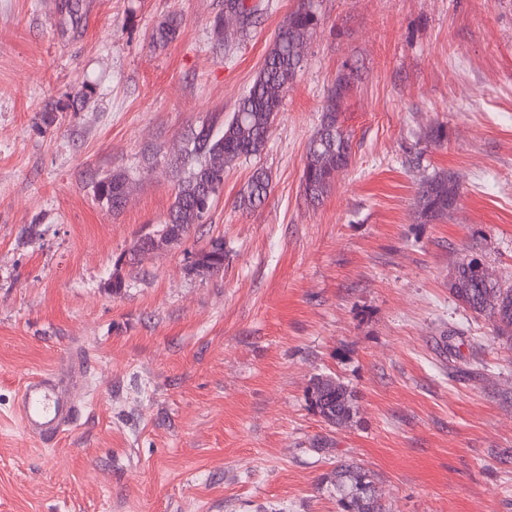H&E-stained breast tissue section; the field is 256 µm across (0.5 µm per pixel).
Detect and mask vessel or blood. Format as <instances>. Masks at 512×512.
<instances>
[{
  "label": "vessel or blood",
  "mask_w": 512,
  "mask_h": 512,
  "mask_svg": "<svg viewBox=\"0 0 512 512\" xmlns=\"http://www.w3.org/2000/svg\"><path fill=\"white\" fill-rule=\"evenodd\" d=\"M21 427L46 445L54 444L82 416L83 407L71 393L66 372L26 378L18 399Z\"/></svg>",
  "instance_id": "1"
}]
</instances>
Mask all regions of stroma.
I'll use <instances>...</instances> for the list:
<instances>
[{
	"label": "stroma",
	"instance_id": "stroma-1",
	"mask_svg": "<svg viewBox=\"0 0 512 512\" xmlns=\"http://www.w3.org/2000/svg\"><path fill=\"white\" fill-rule=\"evenodd\" d=\"M266 3L227 39L224 0H0V512H337L340 460L384 512H512V349L448 290L466 254L512 280V0H317L264 152L182 243L115 265L166 219L184 137L233 111L298 0ZM172 14L177 38L153 46ZM341 73L352 158L313 203L306 146ZM256 167L272 189L244 211ZM438 171L459 198L426 223L416 187ZM115 172L116 212L93 192ZM217 236L223 272L189 271ZM68 359L85 416L46 446L19 388ZM323 375L354 394L346 426L309 406Z\"/></svg>",
	"mask_w": 512,
	"mask_h": 512
}]
</instances>
